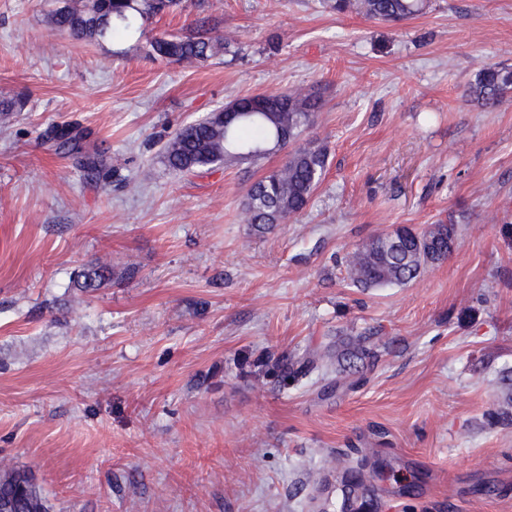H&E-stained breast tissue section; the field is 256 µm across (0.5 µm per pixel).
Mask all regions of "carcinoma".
<instances>
[{"label":"carcinoma","instance_id":"cac0c4a2","mask_svg":"<svg viewBox=\"0 0 512 512\" xmlns=\"http://www.w3.org/2000/svg\"><path fill=\"white\" fill-rule=\"evenodd\" d=\"M52 14V29L76 41L99 42L107 38H132L138 22L186 8V0H61ZM426 0H334L338 13H355L382 22H399L417 16ZM146 54L160 56L181 65H198L218 55H236L232 45L220 38L168 35L147 42ZM512 91V67L489 66L468 85V96L478 106L493 110ZM270 107L260 109L258 96L235 99L238 115L224 122L222 108L205 118L185 123L165 144L162 157L175 172L187 173L222 163L226 166L249 160L257 162L267 155L291 148L280 169L254 182L249 188L244 210L246 220L259 234L305 211L325 172L327 149L301 145L303 132L315 122L319 99L297 92L268 95ZM55 149L68 154L80 152L70 125L55 128L51 134ZM80 167L87 178L100 181L105 172L90 156ZM400 245L387 243L389 234L372 237L346 259L348 277L358 288L406 285L443 260L456 246L454 225L439 222L417 233L403 227L394 230ZM112 275L105 265L91 266L77 276V286L85 291L99 288ZM380 358L374 337L358 335L330 346H318L300 356L284 354L271 366V373L284 386L294 385L336 361V384L355 385L371 371ZM497 403L488 412L491 425L512 427V366L496 371ZM374 454H362L336 475V500L322 504L327 512H373L376 489L367 469L374 466ZM0 512H50L46 498L33 475L17 468L0 470Z\"/></svg>","mask_w":512,"mask_h":512}]
</instances>
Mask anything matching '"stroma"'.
Instances as JSON below:
<instances>
[{
  "label": "stroma",
  "instance_id": "obj_1",
  "mask_svg": "<svg viewBox=\"0 0 512 512\" xmlns=\"http://www.w3.org/2000/svg\"><path fill=\"white\" fill-rule=\"evenodd\" d=\"M56 0H0V468L51 512H305L343 454L387 468L376 512H512V428L489 429L512 365V98L467 87L512 67V0H429L390 24L331 0H189L136 41L51 34ZM162 35L223 37L202 65L146 54ZM321 100L327 146L309 207L263 236L243 203L282 166L170 170L184 123L243 95ZM77 126L109 177L50 132ZM453 221L458 247L406 285L361 290L368 238ZM112 278L82 292V268ZM389 345L352 388L269 372L336 335ZM415 482L413 495L400 487ZM471 101L485 109H496L512 91V67L489 66L482 69L468 85Z\"/></svg>",
  "mask_w": 512,
  "mask_h": 512
}]
</instances>
